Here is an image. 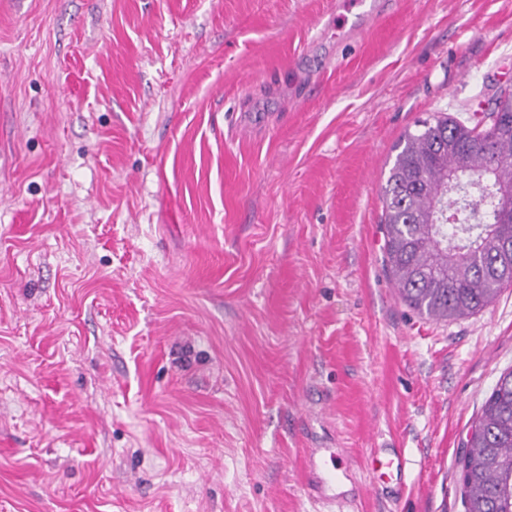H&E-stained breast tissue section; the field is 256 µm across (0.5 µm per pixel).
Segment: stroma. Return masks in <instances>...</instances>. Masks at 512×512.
Returning <instances> with one entry per match:
<instances>
[{"mask_svg": "<svg viewBox=\"0 0 512 512\" xmlns=\"http://www.w3.org/2000/svg\"><path fill=\"white\" fill-rule=\"evenodd\" d=\"M0 0V512H465L512 287L384 268L406 133L512 91V0ZM406 464L377 483L378 451Z\"/></svg>", "mask_w": 512, "mask_h": 512, "instance_id": "obj_1", "label": "stroma"}]
</instances>
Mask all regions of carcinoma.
Instances as JSON below:
<instances>
[{
  "label": "carcinoma",
  "mask_w": 512,
  "mask_h": 512,
  "mask_svg": "<svg viewBox=\"0 0 512 512\" xmlns=\"http://www.w3.org/2000/svg\"><path fill=\"white\" fill-rule=\"evenodd\" d=\"M478 131L445 114L403 138L383 199L386 270L419 314L448 321L479 312L512 286V223L497 205L512 182H479L512 172V92L498 98ZM455 176L474 200L454 224L440 222L435 198ZM460 461L465 512H512V369L504 371L471 427Z\"/></svg>",
  "instance_id": "1"
}]
</instances>
